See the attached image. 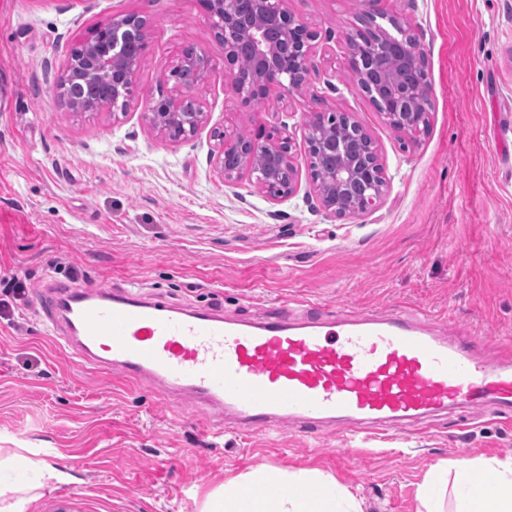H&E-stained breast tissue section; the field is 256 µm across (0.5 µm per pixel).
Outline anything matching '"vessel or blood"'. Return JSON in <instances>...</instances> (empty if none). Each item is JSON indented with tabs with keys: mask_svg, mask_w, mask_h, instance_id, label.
I'll use <instances>...</instances> for the list:
<instances>
[{
	"mask_svg": "<svg viewBox=\"0 0 512 512\" xmlns=\"http://www.w3.org/2000/svg\"><path fill=\"white\" fill-rule=\"evenodd\" d=\"M43 320L56 342L94 370L147 382L199 424L303 435L366 421L377 430L451 407L512 412V360L488 363L476 336L435 335L423 313L336 319L307 304L255 321L161 302L140 288L48 286Z\"/></svg>",
	"mask_w": 512,
	"mask_h": 512,
	"instance_id": "b4317fda",
	"label": "vessel or blood"
}]
</instances>
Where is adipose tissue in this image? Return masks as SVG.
<instances>
[{
	"label": "adipose tissue",
	"mask_w": 512,
	"mask_h": 512,
	"mask_svg": "<svg viewBox=\"0 0 512 512\" xmlns=\"http://www.w3.org/2000/svg\"><path fill=\"white\" fill-rule=\"evenodd\" d=\"M0 512H18L37 497L44 480H64L62 471L43 466L20 451L0 457ZM417 512H512V461L464 462L456 469L433 467L421 485ZM201 512H362L348 490L317 469L289 472L258 466L210 491Z\"/></svg>",
	"instance_id": "1"
}]
</instances>
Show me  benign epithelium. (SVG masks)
Masks as SVG:
<instances>
[{
  "label": "benign epithelium",
  "instance_id": "obj_1",
  "mask_svg": "<svg viewBox=\"0 0 512 512\" xmlns=\"http://www.w3.org/2000/svg\"><path fill=\"white\" fill-rule=\"evenodd\" d=\"M288 0H250L251 14L240 11L241 0H197L210 20L214 37L224 48V67L233 92L246 107L268 101L271 91L285 99L300 91L313 68L318 34L290 13ZM384 0H363V15L371 22L385 19L392 27H379V39L368 44L346 41V65L356 85L370 95L383 120L398 132L416 139L428 119L424 109L429 92L420 90L412 74L423 53L418 43L405 38L406 19L388 14ZM146 20L138 13H119L112 24L94 32L86 44L89 66L83 79L107 77L112 82V111L127 110L141 59L128 57L135 42L145 43ZM250 69L241 70L242 57ZM216 65L200 50L193 59L181 55L163 74L158 95L149 98L145 117L152 129L165 136L177 127L180 140L195 136L204 123L202 108L182 111L192 97L194 85L182 80L186 68L203 80ZM309 178L320 206L330 216L344 219L376 211L382 204L388 180L377 148L364 151L359 143L368 139L364 128L347 112L304 114ZM224 180L233 181L249 173L253 184L272 200L297 192L299 167L287 129L259 130L244 136L235 128L224 129L220 149L213 154Z\"/></svg>",
  "mask_w": 512,
  "mask_h": 512
}]
</instances>
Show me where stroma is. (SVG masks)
<instances>
[{
    "mask_svg": "<svg viewBox=\"0 0 512 512\" xmlns=\"http://www.w3.org/2000/svg\"><path fill=\"white\" fill-rule=\"evenodd\" d=\"M319 34L306 88L243 109L224 51L196 0H0V280L29 283L18 325L0 318V448H30L66 473L24 512H200L206 495L260 465L318 469L363 512H417L431 468L512 460V426L493 414L440 417L428 433L316 439L201 429L148 384L119 385L55 344L39 299L53 282L141 286L192 307L254 319L303 299L328 313L388 317L421 308L440 334L478 329V355L512 337V0H387L423 49L429 126L412 145L386 124L345 68L355 0H288ZM149 21L130 105L76 112L56 85L73 47L113 14ZM193 46L217 61L194 95L207 121L172 142L143 114L162 73ZM349 113L389 179L375 213L338 220L308 184L274 201L210 160L217 131L287 125L307 163L303 115ZM357 448L354 456L344 447Z\"/></svg>",
    "mask_w": 512,
    "mask_h": 512,
    "instance_id": "35a3bbf8",
    "label": "stroma"
}]
</instances>
